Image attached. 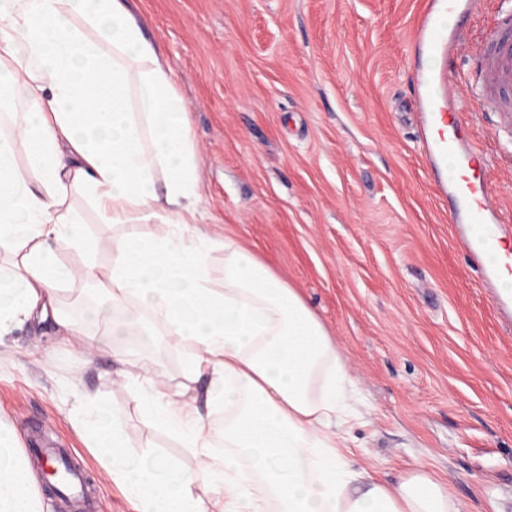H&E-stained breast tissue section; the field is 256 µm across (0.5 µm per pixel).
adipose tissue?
<instances>
[{"mask_svg":"<svg viewBox=\"0 0 512 512\" xmlns=\"http://www.w3.org/2000/svg\"><path fill=\"white\" fill-rule=\"evenodd\" d=\"M0 90L24 106L8 115L15 137L0 136V254L10 259L0 266L9 292L0 337L49 315L67 343L98 349L121 334L160 336L183 360L177 382L146 366L120 375L147 423L196 469L159 448L135 456L116 407L92 437L103 469L140 512H461L431 474L392 488L344 461L347 371L295 289L229 241L224 285L215 287L208 255L217 243L196 225V151L182 100L129 0H0ZM77 194L101 223L154 218L156 231L115 241L107 274L91 263L68 268L62 252L96 249ZM77 279L101 286L98 335L58 308L62 287ZM130 301L139 315L113 318ZM202 379L201 408L186 394ZM0 512H41L22 454L0 465Z\"/></svg>","mask_w":512,"mask_h":512,"instance_id":"obj_1","label":"adipose tissue"}]
</instances>
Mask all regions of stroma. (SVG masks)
Masks as SVG:
<instances>
[{"mask_svg":"<svg viewBox=\"0 0 512 512\" xmlns=\"http://www.w3.org/2000/svg\"><path fill=\"white\" fill-rule=\"evenodd\" d=\"M172 68L198 164L205 230L255 254L294 288L339 350L357 402L352 468L395 484L422 469L462 512H512V334L454 241L448 204L415 136L410 39L422 0H131ZM489 152L512 221V130ZM97 285L59 307L95 330ZM179 377L162 342L116 338L87 353L54 321L0 339V424L28 449L67 448L96 512H138L105 473L80 392L121 407L133 452L196 460L145 423L122 367Z\"/></svg>","mask_w":512,"mask_h":512,"instance_id":"1","label":"stroma"}]
</instances>
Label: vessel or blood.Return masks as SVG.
Here are the masks:
<instances>
[{"label":"vessel or blood","instance_id":"1","mask_svg":"<svg viewBox=\"0 0 512 512\" xmlns=\"http://www.w3.org/2000/svg\"><path fill=\"white\" fill-rule=\"evenodd\" d=\"M485 0H424L423 11L411 39L413 51L431 45L440 50L441 62L429 80L438 86L439 98H419L414 117L422 156L430 171H437L447 155L458 160L454 186L435 181L436 191L453 200L449 212L456 236L469 225L482 226L488 250L497 252L494 267L474 261L473 268L483 285L512 275V226L502 219L493 189L485 150L464 132L461 104L475 98L490 130L512 124V6L501 9L489 32L465 31L460 26L437 31L440 15L474 18L482 14Z\"/></svg>","mask_w":512,"mask_h":512}]
</instances>
